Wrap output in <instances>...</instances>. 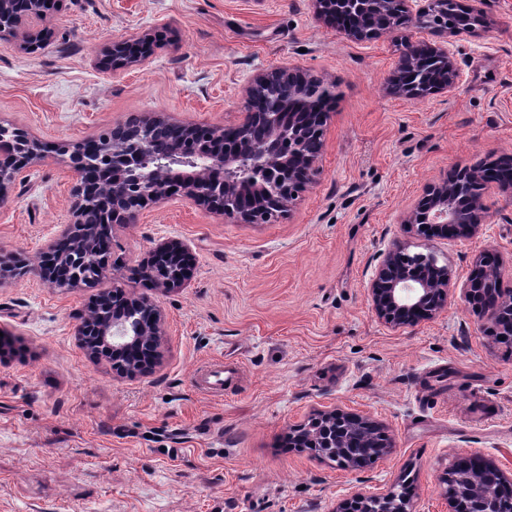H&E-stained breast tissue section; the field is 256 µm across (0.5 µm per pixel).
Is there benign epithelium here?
<instances>
[{
  "label": "benign epithelium",
  "mask_w": 512,
  "mask_h": 512,
  "mask_svg": "<svg viewBox=\"0 0 512 512\" xmlns=\"http://www.w3.org/2000/svg\"><path fill=\"white\" fill-rule=\"evenodd\" d=\"M443 0H314L316 15L331 25L346 18L336 30L349 38L375 39L393 29H370L380 12L390 11L418 29H451L463 41L473 24L486 17L487 0H474L471 22H448L445 17L434 23ZM47 0H0V40L17 36L24 22L45 17ZM147 36L115 41L106 49V63L112 70L137 65L150 53ZM425 51L448 71V79L438 87L425 89L409 82L410 71L419 64L416 56ZM459 78L456 53L445 44L406 41L405 49L389 77L390 85L407 99L427 97L452 90ZM275 85L281 93L265 112L249 107L253 92ZM335 98V85L311 79L296 67H280L258 75L249 87L244 110L245 120L235 127L236 138L223 139V130L184 125L183 136L164 149L154 146L147 136L154 118L136 119L112 129V142L89 138L71 145L60 143L55 151L68 156L74 177L72 223L62 234L75 240L74 251L63 254L49 248L45 262L36 269L27 265L0 266V283L22 278L32 272L53 288H74L87 280L86 269L102 274L112 253L99 246V236L114 224L136 219L150 204L180 196L224 216L235 224H275L284 219L299 194L314 183L319 153L309 154L310 137L322 138L328 112L324 103ZM45 146L20 128L0 126V201H4L20 173L29 164L44 158ZM97 169L112 183V197L98 195L86 178ZM494 184L498 191L512 196V183L491 182L482 166L455 167L423 194L401 218L404 238L393 241L378 265L368 288L376 317L392 328L414 326L437 318L461 289L465 305L487 325L495 336L512 337V318L502 311L512 310V288L502 277L486 278L490 269L501 270L502 256L495 249L480 252L464 281L453 267L434 253L410 252L409 239L460 240L477 236L486 221L488 207L483 190ZM89 207L102 210L104 227L83 222ZM190 264L189 246L178 242L157 244L153 255L138 275L155 288L169 291L183 284ZM161 311L147 296L132 298L119 286L94 300L91 309L80 317L75 335L86 352L94 357L112 353V362L123 372L134 370L127 356L154 347L161 335ZM351 420L373 425L366 416L334 409L321 411L308 425L291 432L302 440L325 435L329 451L339 455L347 451L348 430L343 422ZM491 481L478 483L461 459L448 471V512H471L473 504L489 507V512H512V476L498 466L478 458ZM409 512L403 496L394 493L382 497L358 494L352 501L337 504L335 512Z\"/></svg>",
  "instance_id": "7a95c632"
}]
</instances>
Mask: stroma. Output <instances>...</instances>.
Wrapping results in <instances>:
<instances>
[{
	"label": "stroma",
	"mask_w": 512,
	"mask_h": 512,
	"mask_svg": "<svg viewBox=\"0 0 512 512\" xmlns=\"http://www.w3.org/2000/svg\"><path fill=\"white\" fill-rule=\"evenodd\" d=\"M49 29L46 41L27 40ZM150 34L145 62L102 63ZM460 43L454 89L419 100L387 79L405 38ZM297 67L335 84L314 183L275 224H234L181 197L116 224L93 287L30 274L0 284V512H334L354 494L406 492L410 512H448L442 477L474 454L512 475V341L455 300L433 321L391 328L368 285L400 220L452 168L512 155V0H490L464 41L403 28L352 40L313 0H60L0 40V124L46 143L83 141L134 117L236 126L253 79ZM73 180L50 153L0 204V263L36 261L72 221ZM481 233L434 240L460 276L488 248L512 287V200L486 191ZM179 241L190 277L162 292L136 271ZM122 286L160 307L155 365L118 374L75 334L94 296ZM221 360L223 396L193 384ZM368 416L389 452L361 470L285 445L321 410Z\"/></svg>",
	"instance_id": "obj_1"
}]
</instances>
